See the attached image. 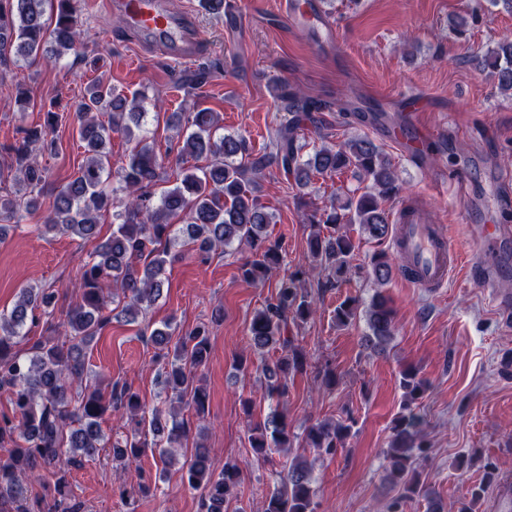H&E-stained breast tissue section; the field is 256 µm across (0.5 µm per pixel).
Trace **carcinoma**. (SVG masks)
Instances as JSON below:
<instances>
[{
    "mask_svg": "<svg viewBox=\"0 0 512 512\" xmlns=\"http://www.w3.org/2000/svg\"><path fill=\"white\" fill-rule=\"evenodd\" d=\"M76 0H0V65L12 51L23 61L60 57L77 50L81 33L76 18ZM479 67L494 70L501 90L512 93V42L502 43L485 57H474ZM275 98L291 118L278 128L263 151H253L249 141L235 133L222 134L219 114L208 109L173 113V127L182 136L177 161L204 159L203 167L190 166L179 173L178 182L161 192L164 164L146 138L134 129L142 126L145 95L115 92L102 80L89 83L78 102L75 118L78 136L87 154L84 164L69 182L52 188L54 205L44 218V232L69 234L83 240L99 235L98 218L113 211L117 224L112 236L97 245L90 260L80 269L75 287L80 301L67 308L56 341L40 342L30 355L16 351L25 338L26 325L39 323L41 316L58 306V295L49 288H23L11 311L0 312V389L9 392L12 414L0 415V447L9 460H0V512H80V505L69 500L66 468L81 465L107 445L100 421L114 412L134 424L123 442L112 443L113 460L126 466L144 449H160L167 464L170 449L191 448L183 479L201 491L200 512H243L231 508L238 500L242 470L233 463L215 467L209 449L200 443L188 444L189 425L178 418L184 402L202 419L208 410V393L197 378L210 352L209 330L199 325L185 333L174 345L172 360L161 372L168 410L148 409L140 395L118 381L104 390L100 385H83L85 349L112 320L114 309L135 322L154 306L162 295L167 264L187 249L200 257L221 250L245 247L250 257L241 266L244 280L264 283L280 268L282 242L270 239L267 227L272 215L259 203L258 193L266 170L276 168L294 178L304 191L311 177L333 176L345 170L357 173L365 186L361 193L336 196L321 213L308 221L316 227L308 240V250L324 272L325 282L317 288L334 285L347 278L350 260L356 250L345 224H357L367 238L382 241L392 232L383 203L399 196L400 180L391 160L371 139L351 137L338 144L314 150L301 160L304 145L297 143V129L307 120L320 129V113L330 105L315 100L286 85L276 87ZM109 114V123L99 114ZM55 112L44 115L43 124L24 127L19 137L4 147L14 174V191L0 197V240L9 223H19L38 210L40 194L49 186L45 167L33 160L35 152L55 149L48 138L58 124ZM119 134L136 141L120 180L125 197L115 194L111 175V137ZM393 272L392 258L386 252L374 256L366 276L383 286ZM307 272L296 270L283 275L262 309L248 328L251 351L265 353L275 345L280 355L262 367L265 396L277 405L263 421L250 425L248 443L260 460L273 448L292 447L296 435L288 414L280 410L288 394V374L303 373L311 367L303 348L288 335V322L304 323L317 312L315 291L304 287ZM364 319L367 347L376 352L395 335L393 309L387 297L375 292L363 305L356 298L340 303L334 311L339 327ZM404 391V412L394 419L386 450L389 465L386 477L395 494L386 512H404V505L415 497L428 499V512H448V504L430 497L429 487L418 460L427 451L420 436L421 420L412 406L428 390L426 381L414 368L400 373ZM348 419H323L305 434L306 447L318 457H335L343 452L350 436ZM46 470L56 477L50 497L27 495L25 483ZM313 462L297 458L289 463L286 476L265 495L263 512H315L312 487ZM494 478V467L485 465L484 483L457 502L456 512H475L486 484Z\"/></svg>",
    "mask_w": 512,
    "mask_h": 512,
    "instance_id": "obj_1",
    "label": "carcinoma"
}]
</instances>
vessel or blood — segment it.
<instances>
[{
  "label": "vessel or blood",
  "instance_id": "obj_1",
  "mask_svg": "<svg viewBox=\"0 0 512 512\" xmlns=\"http://www.w3.org/2000/svg\"><path fill=\"white\" fill-rule=\"evenodd\" d=\"M103 9L120 18L123 28L144 48L157 52L165 59L190 64L197 61L206 48V40L199 28L194 11L172 12L166 0H104ZM281 12L291 24H300L306 18L323 23L327 39H334L335 28L327 21L321 8L310 6L308 0H283ZM386 136L404 146L412 156H425L439 142L442 134L434 126L414 123L413 127L388 128ZM394 245L402 256V266L413 284L420 288L445 287L458 268L462 251L447 235L437 219L425 209L410 213L398 209L395 216ZM512 241V226L485 224L477 229V254H495ZM481 287L496 289L501 306L512 304V295L499 292L502 271L495 266L479 269L475 276Z\"/></svg>",
  "mask_w": 512,
  "mask_h": 512
}]
</instances>
